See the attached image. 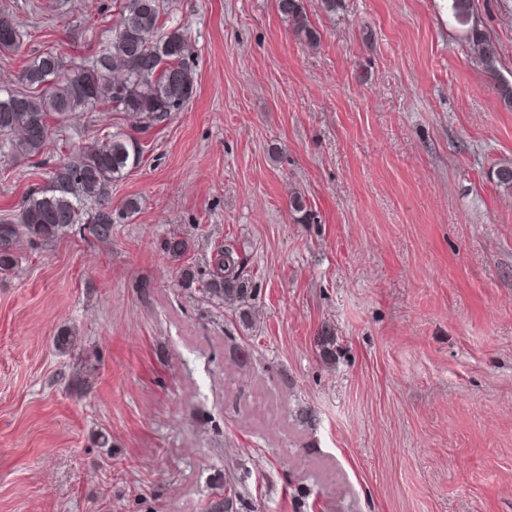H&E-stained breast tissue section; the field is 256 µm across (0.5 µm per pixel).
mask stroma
Returning a JSON list of instances; mask_svg holds the SVG:
<instances>
[{
  "mask_svg": "<svg viewBox=\"0 0 512 512\" xmlns=\"http://www.w3.org/2000/svg\"><path fill=\"white\" fill-rule=\"evenodd\" d=\"M489 75L443 0H164L195 93L146 135L100 244L22 242L0 276V512H512V0H473ZM45 50L91 60L119 0H0ZM8 162L0 223L78 146ZM305 195L308 215L289 205ZM189 249L168 257L161 241ZM249 260V323L179 287L218 246ZM278 9L293 22L297 36L311 45L319 43L320 33L308 21L302 0H278Z\"/></svg>",
  "mask_w": 512,
  "mask_h": 512,
  "instance_id": "obj_1",
  "label": "stroma"
}]
</instances>
